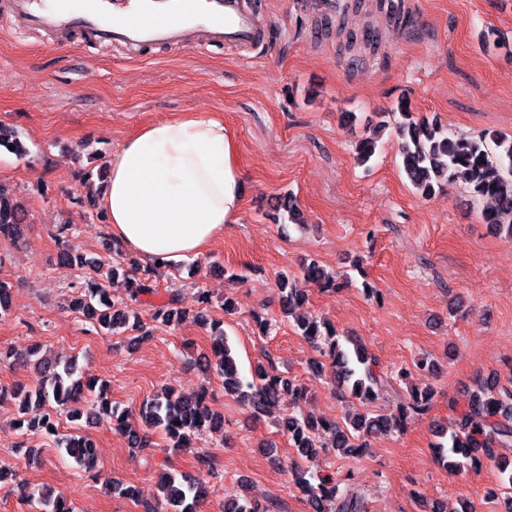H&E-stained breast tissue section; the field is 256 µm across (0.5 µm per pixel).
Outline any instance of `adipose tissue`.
Wrapping results in <instances>:
<instances>
[{
    "label": "adipose tissue",
    "mask_w": 512,
    "mask_h": 512,
    "mask_svg": "<svg viewBox=\"0 0 512 512\" xmlns=\"http://www.w3.org/2000/svg\"><path fill=\"white\" fill-rule=\"evenodd\" d=\"M241 202L223 121L191 112L146 125L112 152L100 207L114 239L161 267L198 257L235 223Z\"/></svg>",
    "instance_id": "adipose-tissue-1"
}]
</instances>
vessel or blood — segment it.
Returning a JSON list of instances; mask_svg holds the SVG:
<instances>
[{
  "instance_id": "vessel-or-blood-1",
  "label": "vessel or blood",
  "mask_w": 512,
  "mask_h": 512,
  "mask_svg": "<svg viewBox=\"0 0 512 512\" xmlns=\"http://www.w3.org/2000/svg\"><path fill=\"white\" fill-rule=\"evenodd\" d=\"M15 29L80 32L99 42L139 50L191 46L204 30L211 43L266 46L269 35L248 0H10Z\"/></svg>"
}]
</instances>
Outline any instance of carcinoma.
Segmentation results:
<instances>
[{"label": "carcinoma", "instance_id": "carcinoma-1", "mask_svg": "<svg viewBox=\"0 0 512 512\" xmlns=\"http://www.w3.org/2000/svg\"><path fill=\"white\" fill-rule=\"evenodd\" d=\"M381 127H392L400 143L402 171L417 193L430 198L445 185L458 179L465 184L472 201L483 206L482 219L495 225L498 230L512 237V137L500 133L483 134L477 138L462 137L448 132L438 118L413 114L410 106L397 105L389 112L378 113ZM14 145L12 153L22 157L28 150L18 133L0 124V148ZM378 152L377 141L365 138L359 143L357 159L368 164ZM25 213L18 202L14 189L0 183V236L18 239L24 232ZM60 261L69 266H80L87 271L86 280L71 300V309L96 319L99 334L119 335L134 333V344L150 338V331L133 313L123 308V300L106 288V283L122 277L127 295L137 299L156 292L153 277L157 268L141 266L135 258L131 263L118 261L107 273L94 258L74 254L68 250L60 254ZM302 283L314 284L323 289L341 287L339 277L312 260L304 267ZM300 283V284H302ZM284 276L279 282V302L285 316L303 305L306 289ZM175 294L153 307V317L169 323L179 320L186 311L177 307ZM220 322H211L215 329L212 350L215 371L221 378L224 393L248 406L256 413L275 406L279 397L302 395L303 387L278 374L275 367L259 369L249 378L242 376L236 366L229 345L224 340V330L217 329ZM301 336L321 347L322 354L331 360L338 374L339 383L351 384V394L361 402L371 401L384 377L377 370L376 361L366 352L360 341L349 338L345 347L336 338L335 327L318 316L297 318ZM23 359L35 367L40 380L35 386H19L11 392L0 391V397L10 395L17 401L18 428L37 430L51 440L58 453L72 461L76 467L94 479L100 477L98 452L95 442L85 434L62 433L58 429V417L71 419L81 416L80 405L87 397H93L86 419L105 420L112 428L128 438L132 448L145 449L149 432L159 430L175 448H190L193 440L207 430L223 427L222 416L211 411L206 403L207 388L195 394L177 395L169 390L158 392L140 405L139 410L119 408L112 404L108 395L109 385L103 380L84 381L78 374L75 361L59 363L40 354L34 347L26 355L0 347V363ZM431 393L417 387L410 390V400L399 413L368 417L357 415L344 427L336 422L317 421L308 417L290 415L279 423V430L288 434L296 448L300 464L294 468L297 487L310 501L313 512H365L364 498L358 491L340 487L329 475H320L313 465L328 448L338 452H353L367 447V438L387 434L398 429L407 418L424 412ZM47 407L49 412L38 419L27 417L32 408ZM460 431L448 436V442L436 444L438 453L448 460V466L458 471L465 467L464 460L474 461L475 453L482 452L495 462L500 472L507 476L512 487V458L497 454L498 448L512 447V391L497 388L483 380L472 393L469 405L459 416ZM331 436V442L321 440V435ZM110 490L120 496L138 501L142 512H198L199 504L208 495V487L200 478L186 473L161 471L158 477V495L152 501L139 500L138 490L119 481L105 480ZM38 512H73L66 498L47 489H35L28 495ZM224 512H259L247 498L236 496L224 505Z\"/></svg>", "mask_w": 512, "mask_h": 512}]
</instances>
